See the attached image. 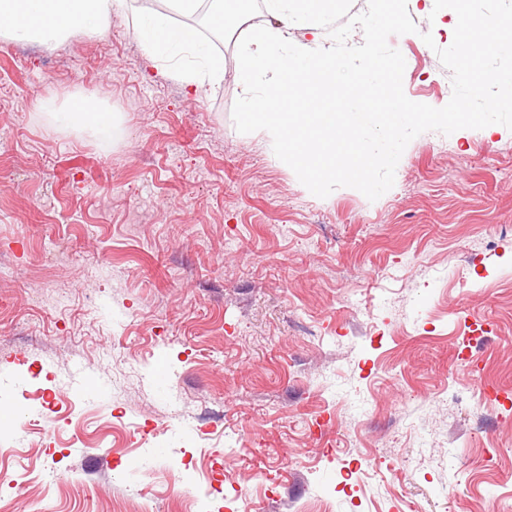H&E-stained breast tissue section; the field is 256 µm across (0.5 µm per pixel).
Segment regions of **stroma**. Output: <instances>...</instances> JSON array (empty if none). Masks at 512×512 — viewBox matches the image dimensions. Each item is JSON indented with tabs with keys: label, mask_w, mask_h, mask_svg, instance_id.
Segmentation results:
<instances>
[{
	"label": "stroma",
	"mask_w": 512,
	"mask_h": 512,
	"mask_svg": "<svg viewBox=\"0 0 512 512\" xmlns=\"http://www.w3.org/2000/svg\"><path fill=\"white\" fill-rule=\"evenodd\" d=\"M341 0L326 45L406 61L407 107L475 112L459 51L398 0ZM128 0L55 48L0 36V512H512V107L310 183L242 121L249 29L202 27L222 82L158 75ZM110 108V143L28 107ZM164 360L168 378L151 373ZM108 398L80 400L81 370ZM459 392L463 403L442 401Z\"/></svg>",
	"instance_id": "obj_1"
}]
</instances>
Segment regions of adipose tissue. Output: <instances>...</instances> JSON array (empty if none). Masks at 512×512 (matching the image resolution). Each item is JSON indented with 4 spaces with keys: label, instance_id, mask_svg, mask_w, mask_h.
I'll use <instances>...</instances> for the list:
<instances>
[{
    "label": "adipose tissue",
    "instance_id": "1",
    "mask_svg": "<svg viewBox=\"0 0 512 512\" xmlns=\"http://www.w3.org/2000/svg\"><path fill=\"white\" fill-rule=\"evenodd\" d=\"M127 0H0V35L51 47L75 29L99 33L113 12ZM338 0H264L270 18L267 26L251 33L243 48L240 73L244 81L264 84L265 92L250 98L243 112L247 125L263 128L277 140L286 156L307 177L321 179L345 173L366 181L384 150L362 140L353 125L340 121L336 100L321 97L319 88L335 83L336 57L314 51L311 36L317 35L323 20L335 17ZM168 9L137 19L135 31L147 59L160 74L180 83L193 93L212 90L224 77L221 61L208 52L197 29L178 24L174 15L190 16L200 0H167ZM492 21L471 18L464 0H456L447 21L440 28L468 64L477 84L496 87V97L483 111L460 113L459 123L489 124L492 112L512 98V71L484 72L478 57L465 46L487 39ZM192 52L196 67L178 63V55ZM402 71L398 55L369 58L360 76L347 87L345 96L365 105L385 130L413 129L430 122L443 123L444 112H420L401 104L395 83ZM65 124L91 129L101 142H109L114 129L110 109L75 96L56 111Z\"/></svg>",
    "mask_w": 512,
    "mask_h": 512
}]
</instances>
